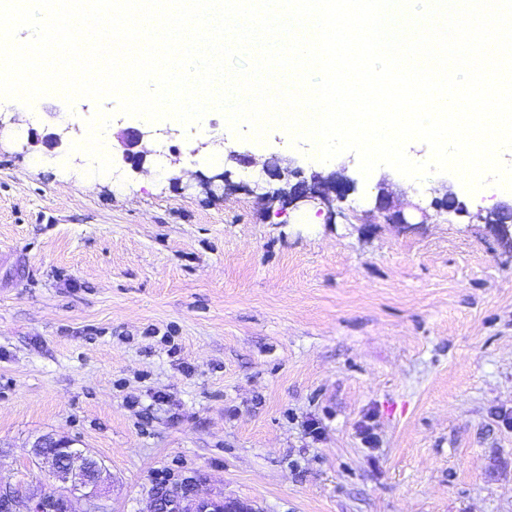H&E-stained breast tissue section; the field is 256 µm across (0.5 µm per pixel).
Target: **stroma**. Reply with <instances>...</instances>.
<instances>
[{"label": "stroma", "instance_id": "35a3bbf8", "mask_svg": "<svg viewBox=\"0 0 512 512\" xmlns=\"http://www.w3.org/2000/svg\"><path fill=\"white\" fill-rule=\"evenodd\" d=\"M99 107L114 170L93 176L73 126ZM128 128L165 145V174L123 162ZM312 152L278 127L240 138L217 111L187 128L112 99H0V491L22 487L18 512H151L160 486L252 512H512V247L430 207L447 190L469 213L511 207L512 191L365 178L352 153L318 169ZM289 158L355 178L344 218L269 214L242 189ZM382 181L426 222L363 223ZM48 434L103 463L96 497L30 456Z\"/></svg>", "mask_w": 512, "mask_h": 512}]
</instances>
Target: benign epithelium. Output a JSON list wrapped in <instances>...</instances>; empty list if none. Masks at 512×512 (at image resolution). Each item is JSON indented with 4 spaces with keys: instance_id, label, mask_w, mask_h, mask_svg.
<instances>
[{
    "instance_id": "7a95c632",
    "label": "benign epithelium",
    "mask_w": 512,
    "mask_h": 512,
    "mask_svg": "<svg viewBox=\"0 0 512 512\" xmlns=\"http://www.w3.org/2000/svg\"><path fill=\"white\" fill-rule=\"evenodd\" d=\"M144 137L145 134L138 130L127 129L123 133V160L134 170L140 167L148 153ZM269 176L284 182L282 187L258 195L269 211L277 204L296 207L317 199L326 207L328 217L333 219L343 214L340 203L355 188V181L351 177L337 172L327 178L314 174L308 181L303 178L301 169L292 167L290 159L286 166H278L270 171ZM378 188L375 207L366 212V216L381 217L388 224H401L407 228L414 226V215L390 200L386 183H379ZM476 217L486 223L498 240L507 245L512 243V208H494L484 214L479 212ZM32 454L36 459L50 463L49 477L73 493L93 496L104 481L102 463L88 450L77 449L66 439L42 437L33 444Z\"/></svg>"
}]
</instances>
